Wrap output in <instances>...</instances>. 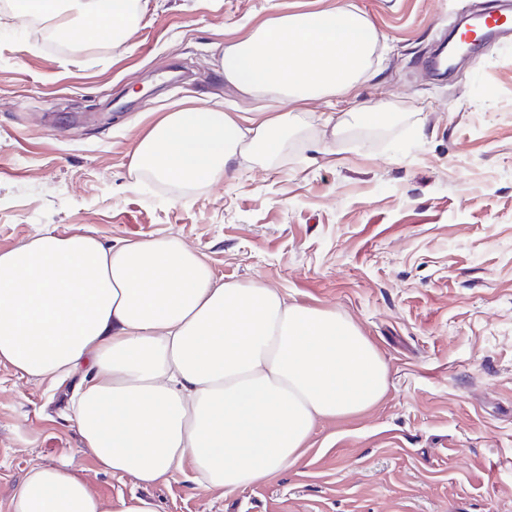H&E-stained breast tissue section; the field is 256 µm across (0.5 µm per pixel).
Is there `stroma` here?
Listing matches in <instances>:
<instances>
[{
  "mask_svg": "<svg viewBox=\"0 0 512 512\" xmlns=\"http://www.w3.org/2000/svg\"><path fill=\"white\" fill-rule=\"evenodd\" d=\"M482 0H149L122 41L71 47L0 4V251L41 232L104 245L166 237L217 277L350 318L389 366L383 400L317 424L301 464L231 493L178 473L102 471L71 410L77 385L0 363V512L27 471L63 464L103 500L161 512H512V42L442 77L425 61ZM355 6L381 35L355 95L314 101L288 147L212 186L130 167L147 122L194 101L246 112L225 42L266 19ZM375 108L326 137L318 117Z\"/></svg>",
  "mask_w": 512,
  "mask_h": 512,
  "instance_id": "obj_1",
  "label": "stroma"
}]
</instances>
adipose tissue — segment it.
Returning <instances> with one entry per match:
<instances>
[{"instance_id": "obj_1", "label": "adipose tissue", "mask_w": 512, "mask_h": 512, "mask_svg": "<svg viewBox=\"0 0 512 512\" xmlns=\"http://www.w3.org/2000/svg\"><path fill=\"white\" fill-rule=\"evenodd\" d=\"M140 0H24L21 13L68 32L78 13L104 40L134 28ZM356 8L278 15L225 43L219 65L239 94L287 112L187 106L137 141L131 167L185 187L265 165L294 113L354 91L379 45ZM23 378L76 377L74 416L108 473L141 484L191 472L233 492L299 464L318 421L376 405L388 366L335 310L259 282L216 277L204 254L151 238L105 246L89 234H36L0 251V363ZM10 512H159L130 495L97 497L68 466L31 468Z\"/></svg>"}]
</instances>
